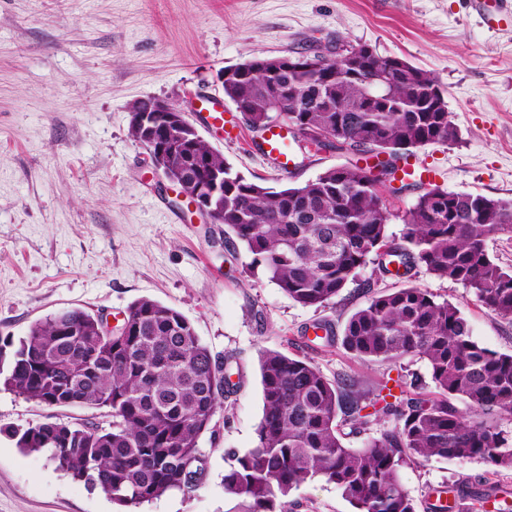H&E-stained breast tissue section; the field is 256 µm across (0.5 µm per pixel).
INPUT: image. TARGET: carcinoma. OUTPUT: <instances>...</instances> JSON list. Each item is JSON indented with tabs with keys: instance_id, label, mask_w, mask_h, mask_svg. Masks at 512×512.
<instances>
[{
	"instance_id": "1",
	"label": "carcinoma",
	"mask_w": 512,
	"mask_h": 512,
	"mask_svg": "<svg viewBox=\"0 0 512 512\" xmlns=\"http://www.w3.org/2000/svg\"><path fill=\"white\" fill-rule=\"evenodd\" d=\"M329 77L261 69L232 74L224 95L245 104L252 129L274 127L270 89L298 133L331 136L357 151L379 149L395 165L421 146L453 145L459 133L446 102L432 90L436 76L396 57H368L356 73L341 62ZM173 163L189 185L224 174V209L217 218L246 249L245 268L261 270L290 299L306 307L333 300L357 271L396 263L405 277L423 266L459 282L500 316L512 319V269L500 266L487 240L512 234V199L422 188L408 211L401 245L386 233L390 212L368 169L344 165L301 186L274 190L232 172L224 156L198 138ZM365 303L343 334L316 322L315 339L341 340L353 357L391 366L417 357L435 391L409 393L402 378L366 392L331 381L312 361L277 350L260 352L263 413L253 448L229 453L224 493L238 512H292L291 494L322 478L358 512H417L400 477L410 463L481 459L512 470V354L479 345L461 309L418 286L364 291ZM96 315L73 309L34 324L14 342L0 336V386L47 406L71 402L104 409L108 427L74 424L60 435L48 422L14 432L25 452H43L56 468L113 502L137 508L178 490L194 493L206 476L200 439L228 390L230 361L204 344L175 308L142 298L125 311L124 335H99ZM463 402L461 410L457 402ZM388 418L394 427L372 430ZM363 437L349 448L348 435Z\"/></svg>"
}]
</instances>
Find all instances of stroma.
I'll return each mask as SVG.
<instances>
[{"label": "stroma", "instance_id": "stroma-1", "mask_svg": "<svg viewBox=\"0 0 512 512\" xmlns=\"http://www.w3.org/2000/svg\"><path fill=\"white\" fill-rule=\"evenodd\" d=\"M369 44L434 73L446 91L458 143L428 144L412 162L436 170L451 192L512 199V19L493 0H0V336L26 337L62 310L118 318L149 298L181 312L213 353L232 357L233 393L203 435V485L173 490L138 512H237L224 492L226 449L252 448L262 416L258 356L278 350L310 359L329 380L375 385L383 369L342 345L308 340L326 320L342 331L365 302L372 267L329 304L305 307L262 271L243 272L244 246L187 211L130 134L131 107L148 98L183 110L188 121L205 96H222L226 66L311 47ZM230 139L206 126L199 135L249 181L300 186L360 153L306 149L289 171L256 151V135L232 102ZM411 285L458 305L472 336L512 353V321L464 285L417 267ZM55 421L107 424L104 411L46 406L0 389V512H126L57 470L42 453L16 445L14 431ZM400 476L427 512L433 489L475 481L512 491V470L482 460L410 464ZM295 512H357L318 479L292 494Z\"/></svg>", "mask_w": 512, "mask_h": 512}]
</instances>
